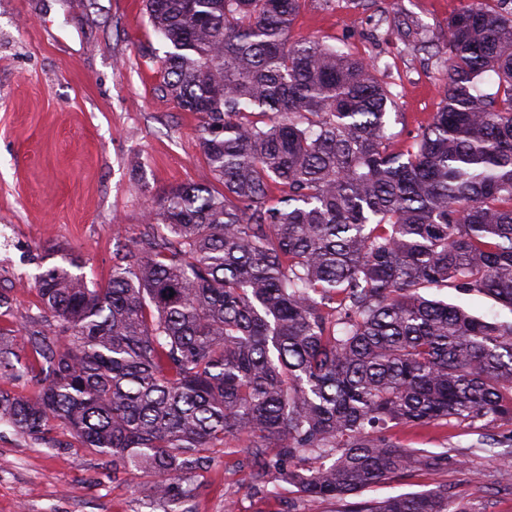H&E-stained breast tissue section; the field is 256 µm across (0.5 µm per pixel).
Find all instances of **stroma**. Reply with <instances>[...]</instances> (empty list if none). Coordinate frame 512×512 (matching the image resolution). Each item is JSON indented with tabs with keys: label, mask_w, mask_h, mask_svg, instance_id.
I'll use <instances>...</instances> for the list:
<instances>
[{
	"label": "stroma",
	"mask_w": 512,
	"mask_h": 512,
	"mask_svg": "<svg viewBox=\"0 0 512 512\" xmlns=\"http://www.w3.org/2000/svg\"><path fill=\"white\" fill-rule=\"evenodd\" d=\"M460 0H302L296 38L316 37L376 61L396 95L389 113L396 146L437 112L443 64L418 51L399 23L445 30ZM167 45L148 25L144 0H0V333L21 362L25 333L41 313L34 278L45 251L79 255L88 284H105L117 251L143 231L147 209L171 186L198 181L207 167L199 115L162 93ZM469 422L392 428L407 448L456 449L461 467L366 486L354 501L419 493L435 483L469 512H512L500 461L472 451ZM152 476L130 475L111 457L83 448L64 428L33 439L0 424V512H342L343 502L298 500L289 485L271 493L252 475V451L231 442L196 467L187 501L163 504Z\"/></svg>",
	"instance_id": "1"
}]
</instances>
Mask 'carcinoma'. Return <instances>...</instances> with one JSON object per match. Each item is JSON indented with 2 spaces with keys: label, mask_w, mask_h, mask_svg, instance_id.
<instances>
[{
  "label": "carcinoma",
  "mask_w": 512,
  "mask_h": 512,
  "mask_svg": "<svg viewBox=\"0 0 512 512\" xmlns=\"http://www.w3.org/2000/svg\"><path fill=\"white\" fill-rule=\"evenodd\" d=\"M300 4L145 0L171 47L161 90L201 116L208 176L152 202L106 284L52 254L26 334L38 390L0 391V422L66 425L153 476L159 502L234 438L258 477L322 500L461 465L396 445L397 425L506 426L512 447V322L423 293L512 312V0H461L428 37L448 62L442 106L397 151L377 63L293 39ZM13 355L0 334L1 371ZM345 512L470 510L438 485ZM465 305L480 315L493 318L497 315L499 321H512L510 312L500 306H493L492 302L479 295L462 296L460 299Z\"/></svg>",
  "instance_id": "obj_1"
}]
</instances>
